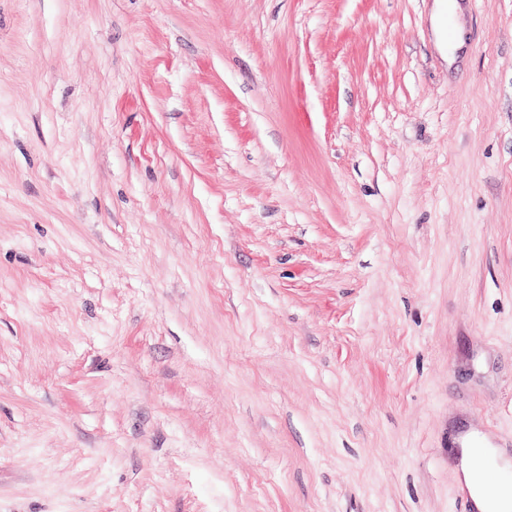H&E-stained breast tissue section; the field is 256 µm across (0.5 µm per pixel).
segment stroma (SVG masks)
I'll return each instance as SVG.
<instances>
[{
  "mask_svg": "<svg viewBox=\"0 0 512 512\" xmlns=\"http://www.w3.org/2000/svg\"><path fill=\"white\" fill-rule=\"evenodd\" d=\"M0 0V512H463L512 454V0ZM457 5L454 2H435L432 10V25L437 36L438 42L443 49L446 48L448 52V48L450 50L451 58H453L454 53L460 49L464 45V33L461 28H457L454 24L452 26L453 36L452 38H448V33L446 29V25L444 23V19L448 18V15H453L456 11ZM472 448H462L457 479L461 490L472 500L479 512H511L512 484L497 481L494 468L508 470L509 457L498 448L486 447L481 440Z\"/></svg>",
  "mask_w": 512,
  "mask_h": 512,
  "instance_id": "stroma-1",
  "label": "stroma"
}]
</instances>
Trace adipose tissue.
<instances>
[{"instance_id":"obj_1","label":"adipose tissue","mask_w":512,"mask_h":512,"mask_svg":"<svg viewBox=\"0 0 512 512\" xmlns=\"http://www.w3.org/2000/svg\"><path fill=\"white\" fill-rule=\"evenodd\" d=\"M512 468L499 449L479 443L462 451L457 479L476 512H512V484L497 481L496 470Z\"/></svg>"}]
</instances>
